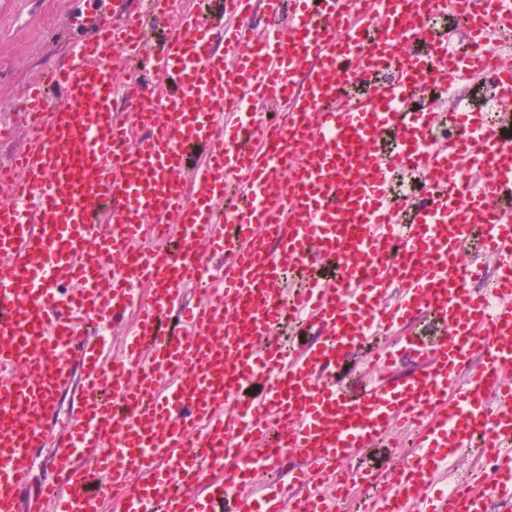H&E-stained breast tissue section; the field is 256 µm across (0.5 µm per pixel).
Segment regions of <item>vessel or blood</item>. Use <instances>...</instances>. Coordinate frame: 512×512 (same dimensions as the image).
I'll return each mask as SVG.
<instances>
[{"mask_svg":"<svg viewBox=\"0 0 512 512\" xmlns=\"http://www.w3.org/2000/svg\"><path fill=\"white\" fill-rule=\"evenodd\" d=\"M89 2L92 36L27 87L28 146L0 167V512H350L380 477L361 512H512V69L490 55L512 0ZM128 60L145 75L116 85ZM461 85L466 106L441 102ZM131 308L115 361L87 328ZM363 351L372 378L338 380ZM411 427L409 458L365 465ZM468 448L491 476L455 478ZM283 470L291 496L249 493Z\"/></svg>","mask_w":512,"mask_h":512,"instance_id":"vessel-or-blood-1","label":"vessel or blood"}]
</instances>
